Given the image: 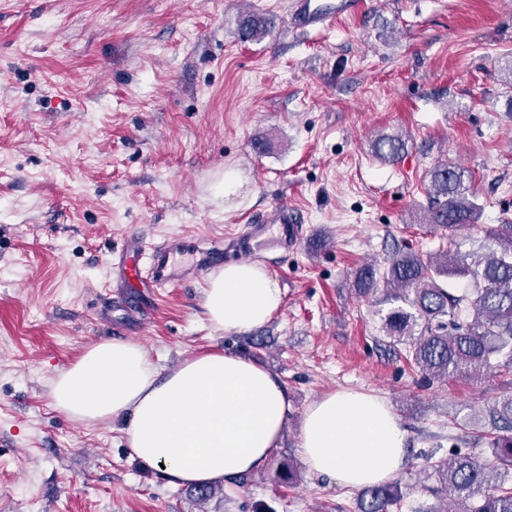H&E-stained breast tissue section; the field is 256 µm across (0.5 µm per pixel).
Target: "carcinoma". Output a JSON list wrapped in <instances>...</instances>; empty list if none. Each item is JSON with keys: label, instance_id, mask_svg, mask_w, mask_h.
Wrapping results in <instances>:
<instances>
[{"label": "carcinoma", "instance_id": "cac0c4a2", "mask_svg": "<svg viewBox=\"0 0 512 512\" xmlns=\"http://www.w3.org/2000/svg\"><path fill=\"white\" fill-rule=\"evenodd\" d=\"M266 27L255 16L242 18L238 35L256 40ZM406 149L401 135L377 139L375 154L382 161L398 159ZM480 205L466 171L444 162L429 171L425 220L442 231L448 246L422 254L408 248L380 267L365 264L353 274L355 294L388 304L381 331L394 345H405V358L423 377L445 380L478 375L497 366L512 367V224L486 230L496 247L462 255L451 250L456 232L477 223ZM462 278L466 288L445 286ZM488 447L498 462L453 453L425 458V469L435 484L426 490L446 497L450 507L436 512H512V395L491 409ZM402 499L400 482H388L360 491L359 512H390Z\"/></svg>", "mask_w": 512, "mask_h": 512}]
</instances>
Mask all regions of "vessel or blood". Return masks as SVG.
<instances>
[{
    "mask_svg": "<svg viewBox=\"0 0 512 512\" xmlns=\"http://www.w3.org/2000/svg\"><path fill=\"white\" fill-rule=\"evenodd\" d=\"M353 0H295L292 13L299 29L328 27L339 16L354 10ZM241 243L237 250L238 259L253 257V244L267 241L283 250L297 246L302 230L293 211L287 205L278 204L258 216H249L248 223L240 232ZM190 251L201 252L204 259L220 261L222 249L201 248L198 239H175L152 247L134 243L126 251L118 267L123 284L134 288L164 286L174 280L176 255Z\"/></svg>",
    "mask_w": 512,
    "mask_h": 512,
    "instance_id": "obj_1",
    "label": "vessel or blood"
}]
</instances>
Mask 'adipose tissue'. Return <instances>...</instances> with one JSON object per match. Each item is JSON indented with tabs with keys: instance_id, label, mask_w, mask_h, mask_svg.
<instances>
[{
	"instance_id": "obj_1",
	"label": "adipose tissue",
	"mask_w": 512,
	"mask_h": 512,
	"mask_svg": "<svg viewBox=\"0 0 512 512\" xmlns=\"http://www.w3.org/2000/svg\"><path fill=\"white\" fill-rule=\"evenodd\" d=\"M282 297L261 263L230 261L207 278L203 319L218 332H248L278 312ZM51 398L85 424L122 420L134 455L186 487L265 468L292 410L286 385L248 357L205 353L162 376L146 348L120 339L88 348L59 372ZM298 448L312 475L363 488L399 474L406 432L385 400L342 390L309 405Z\"/></svg>"
}]
</instances>
